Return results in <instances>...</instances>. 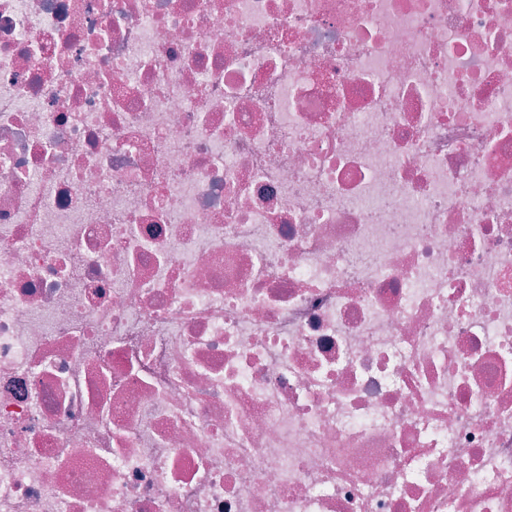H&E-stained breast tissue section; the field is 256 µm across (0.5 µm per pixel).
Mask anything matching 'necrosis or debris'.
Returning a JSON list of instances; mask_svg holds the SVG:
<instances>
[{
	"mask_svg": "<svg viewBox=\"0 0 512 512\" xmlns=\"http://www.w3.org/2000/svg\"><path fill=\"white\" fill-rule=\"evenodd\" d=\"M0 512H512V0H0Z\"/></svg>",
	"mask_w": 512,
	"mask_h": 512,
	"instance_id": "obj_1",
	"label": "necrosis or debris"
}]
</instances>
